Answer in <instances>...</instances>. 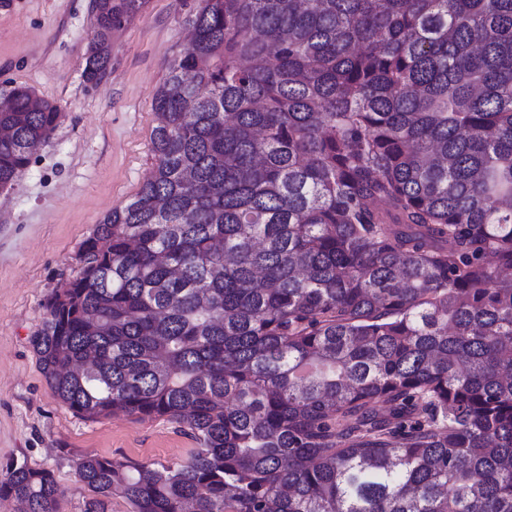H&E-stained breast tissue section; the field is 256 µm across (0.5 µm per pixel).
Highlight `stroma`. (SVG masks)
<instances>
[{
  "label": "stroma",
  "mask_w": 512,
  "mask_h": 512,
  "mask_svg": "<svg viewBox=\"0 0 512 512\" xmlns=\"http://www.w3.org/2000/svg\"><path fill=\"white\" fill-rule=\"evenodd\" d=\"M194 5L145 0L113 31L108 73L92 84L83 77L91 0H0V92L27 86L61 112L51 138L0 194V465L18 459L51 470L58 512H83L91 496L76 473L83 455L157 468L186 461L197 446L163 417L76 416L30 344L47 299L79 272L83 242L152 172V97L189 44Z\"/></svg>",
  "instance_id": "obj_1"
}]
</instances>
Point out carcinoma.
I'll return each mask as SVG.
<instances>
[{
	"label": "carcinoma",
	"instance_id": "carcinoma-1",
	"mask_svg": "<svg viewBox=\"0 0 512 512\" xmlns=\"http://www.w3.org/2000/svg\"><path fill=\"white\" fill-rule=\"evenodd\" d=\"M142 4L92 0L86 81ZM189 22L153 173L31 345L75 415L199 448L84 456V512H512V0H198ZM60 117L0 95V185ZM60 494L0 467L21 512Z\"/></svg>",
	"mask_w": 512,
	"mask_h": 512
}]
</instances>
